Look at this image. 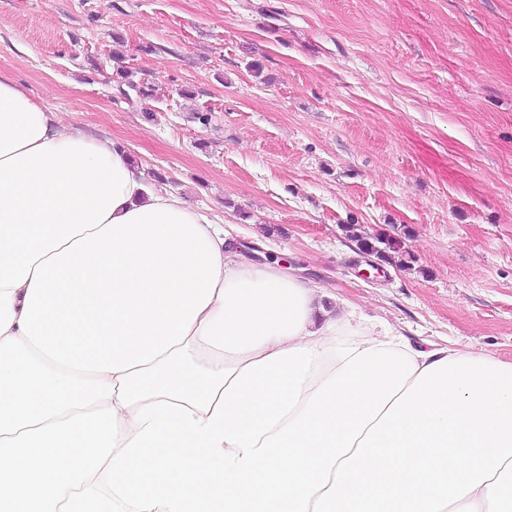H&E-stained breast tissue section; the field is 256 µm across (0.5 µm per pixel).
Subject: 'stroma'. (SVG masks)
Listing matches in <instances>:
<instances>
[{
    "label": "stroma",
    "mask_w": 512,
    "mask_h": 512,
    "mask_svg": "<svg viewBox=\"0 0 512 512\" xmlns=\"http://www.w3.org/2000/svg\"><path fill=\"white\" fill-rule=\"evenodd\" d=\"M0 72L332 305L512 363V0H0ZM344 231L352 241L357 243L360 250L368 254L377 255V258H381V261L391 263L392 259L395 258V255H397V258L403 256V251L397 246V244L392 243L389 240H385L382 237H367L366 235L362 234V232H359V228L355 224L345 225ZM376 243L385 245V247L381 248L377 246Z\"/></svg>",
    "instance_id": "stroma-1"
}]
</instances>
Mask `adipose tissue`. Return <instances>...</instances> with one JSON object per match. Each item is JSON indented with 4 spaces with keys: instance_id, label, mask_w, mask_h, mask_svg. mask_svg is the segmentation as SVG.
I'll list each match as a JSON object with an SVG mask.
<instances>
[{
    "instance_id": "obj_1",
    "label": "adipose tissue",
    "mask_w": 512,
    "mask_h": 512,
    "mask_svg": "<svg viewBox=\"0 0 512 512\" xmlns=\"http://www.w3.org/2000/svg\"><path fill=\"white\" fill-rule=\"evenodd\" d=\"M324 297L0 73V512H512V364Z\"/></svg>"
}]
</instances>
